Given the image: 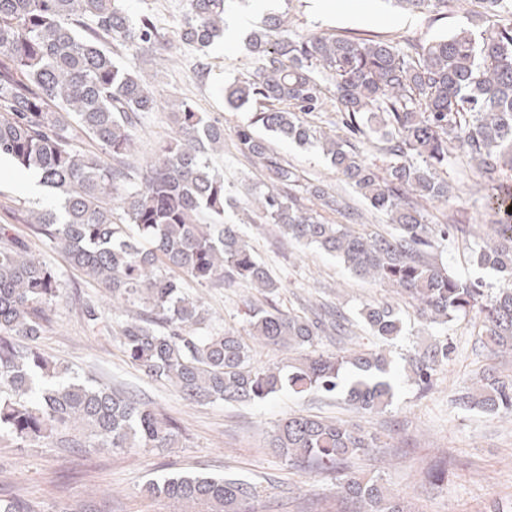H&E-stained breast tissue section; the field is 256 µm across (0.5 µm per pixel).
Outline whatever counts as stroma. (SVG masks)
<instances>
[{"mask_svg": "<svg viewBox=\"0 0 512 512\" xmlns=\"http://www.w3.org/2000/svg\"><path fill=\"white\" fill-rule=\"evenodd\" d=\"M335 3L331 9L324 0H272L270 11L289 18L292 30L300 35L378 36L394 41L406 36L428 41L463 27H476L483 11L481 0H462L459 9L448 15L406 12L393 6L391 0ZM125 6L132 17L152 16L169 37L180 25L185 0H126ZM246 41L242 35L203 53L177 43L171 62L163 66L146 50L116 49L117 59L137 67L162 103L138 130L139 159L150 157L169 135L168 102L187 101L208 120L223 125L224 145L210 153L209 159L223 174L226 191L239 203L226 217L238 225L281 283L269 296L239 280L206 287L192 282L186 291L203 302L212 327L232 328L242 334L248 331L245 311L250 304L266 302L287 313L299 312L305 299L331 304L353 320L357 341L367 349L378 347L379 342L356 322L358 310L377 301L398 304L403 329L387 344L390 370L396 378L391 406L366 414L347 405L343 396L316 391H283L257 405L188 403L172 386L132 367L111 330L89 331L82 319L83 307L95 302L106 312L111 298L73 269L63 254L31 235L26 225L16 224L33 254L56 270L63 287L39 347L81 376L149 401L177 418L184 434L175 448H132L125 452L64 448L54 441L25 448L1 442L0 495L34 501L40 512H62L76 503L85 505L87 512H186L174 501L145 497L143 485L179 471H230L260 487L261 495L253 504L255 512H356L357 505L342 491L338 475L311 469L299 460H284L269 449L275 425L288 415L302 413L337 419L375 434L376 447L352 458L349 469L381 477L406 512H489L495 504L512 505V419L478 409L460 410L453 404L457 392L471 386L481 374L511 379L512 352L484 348L474 328V316L459 317L444 331L456 346L453 360L430 388H419L407 379V361L434 343L443 332L439 327L423 325L414 307L393 289L354 276L337 258L281 239L274 225L255 229L253 213L244 206L246 194L259 192L269 180L264 170L236 148V132L250 125L254 109L249 105L233 109L224 99L225 87L248 77L255 67ZM267 141L306 181L330 186L353 208L364 212L366 223L385 227V216L368 210L319 149L302 148L274 135ZM440 175L453 191L447 210L458 223L491 237L493 227L486 224L484 216V176L462 160L450 163ZM54 199L52 192L23 190L0 174V224H15L14 207H43ZM476 247L473 239L444 242L436 258L459 279L478 278L489 288H498L504 282L503 274L478 266L473 257ZM439 463L445 466L447 476L442 483L430 484L427 472Z\"/></svg>", "mask_w": 512, "mask_h": 512, "instance_id": "stroma-1", "label": "stroma"}]
</instances>
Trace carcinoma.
Returning a JSON list of instances; mask_svg holds the SVG:
<instances>
[{"instance_id":"1","label":"carcinoma","mask_w":512,"mask_h":512,"mask_svg":"<svg viewBox=\"0 0 512 512\" xmlns=\"http://www.w3.org/2000/svg\"><path fill=\"white\" fill-rule=\"evenodd\" d=\"M485 24L447 37L402 42L365 37L302 36L283 16L263 17L249 39L257 67L224 90L229 105L256 107L255 123L299 146L318 147L332 168L392 230L328 224L327 211L352 215L343 196L324 185L307 188L316 204L298 196L303 178L248 128L237 131L240 152L267 172L270 188L254 199L260 218L281 237L340 259L352 273L395 288L427 322L446 326L477 311L486 347L512 349V191L491 187L485 208L498 224L479 245L477 261L506 275L491 291L475 279L461 282L434 260L438 241L469 231L448 215L427 218L426 204H449L452 187L439 170L462 159L491 176L512 171V0H483ZM227 0H186L177 31L181 42L204 52L224 37ZM418 13L452 12L460 0H395ZM150 48L158 58L172 44L148 15L132 18L125 0H0V157L60 194L41 210L14 211L31 233L67 255L70 264L121 305L112 334L128 362L196 403L258 404L287 388L343 395L364 411L391 405L393 386L383 350H316L322 338L346 332L337 309L284 313L248 309V336L207 324L200 300L185 280L214 285L243 280L261 293L280 288L267 265L224 218L229 206L222 177L208 161L224 143V126L187 102L171 113L174 135L144 164L128 162L144 115L158 110L155 92L112 56V45ZM352 136H375L393 157L380 176L341 135L317 130L303 116L320 112L326 93ZM98 151L84 150L80 139ZM57 272L29 253L15 225L0 224V441L22 448L61 439L68 447L173 448L183 429L172 416L106 384L83 382L37 347L60 295ZM366 327L387 342L403 324L389 303L360 310ZM297 357L257 366L251 344ZM455 346L437 340L409 360L420 388L452 360ZM455 404L512 417V382L491 374L462 391ZM377 437L340 421L294 414L272 431L269 447L330 473ZM358 512H404L379 478L344 477ZM198 512H250L256 484L232 474L173 473L143 486ZM0 512H37L16 496H0Z\"/></svg>"}]
</instances>
